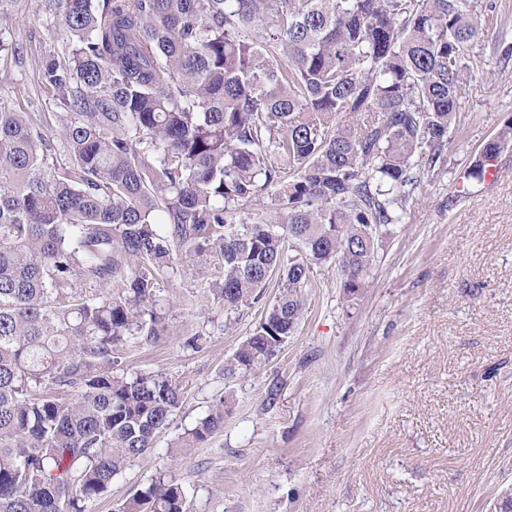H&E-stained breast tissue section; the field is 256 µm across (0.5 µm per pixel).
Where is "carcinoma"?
<instances>
[{
	"label": "carcinoma",
	"instance_id": "cac0c4a2",
	"mask_svg": "<svg viewBox=\"0 0 512 512\" xmlns=\"http://www.w3.org/2000/svg\"><path fill=\"white\" fill-rule=\"evenodd\" d=\"M45 5L72 41L41 69L70 111L71 164L47 165L41 115L0 107V512H86L168 427L179 387L115 367L164 330L175 248L222 262L211 294L227 312L277 282L227 378L294 334L315 268L358 293L421 171L444 161L473 46L508 33L491 0ZM511 143L512 117L465 179ZM266 195V215L228 220ZM226 412L221 398L173 447H199ZM116 512H188L186 491L161 473Z\"/></svg>",
	"mask_w": 512,
	"mask_h": 512
}]
</instances>
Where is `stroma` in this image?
<instances>
[{
	"instance_id": "35a3bbf8",
	"label": "stroma",
	"mask_w": 512,
	"mask_h": 512,
	"mask_svg": "<svg viewBox=\"0 0 512 512\" xmlns=\"http://www.w3.org/2000/svg\"><path fill=\"white\" fill-rule=\"evenodd\" d=\"M0 105L38 112L56 165L69 117L41 76L72 44L42 0H0ZM443 167L423 179L348 295L315 269L293 336L255 371L224 363L276 296L225 313L219 262L182 248L157 288L166 330L131 345L124 369L165 373L183 402L155 449L115 477L90 512H114L158 473L192 512H493L512 486V146L497 175L458 195L462 175L512 116V34L478 43ZM198 337V348L186 347ZM226 398L223 428L184 456L167 449Z\"/></svg>"
}]
</instances>
